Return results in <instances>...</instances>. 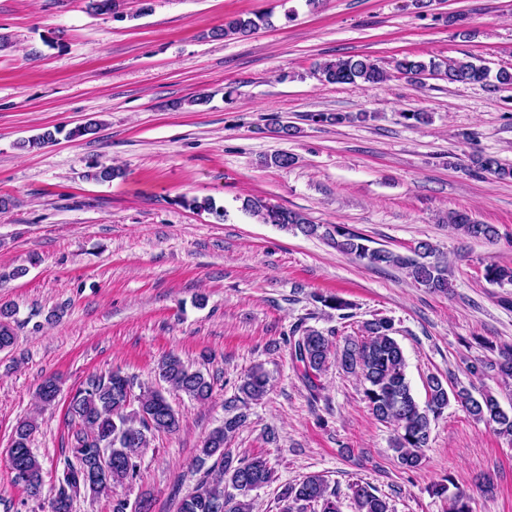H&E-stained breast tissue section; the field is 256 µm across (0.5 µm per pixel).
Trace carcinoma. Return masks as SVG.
<instances>
[{
  "label": "carcinoma",
  "mask_w": 512,
  "mask_h": 512,
  "mask_svg": "<svg viewBox=\"0 0 512 512\" xmlns=\"http://www.w3.org/2000/svg\"><path fill=\"white\" fill-rule=\"evenodd\" d=\"M269 13L235 16L224 21V26L213 30L216 37L247 36L269 24ZM387 71L367 57L339 58L323 62L318 73L329 84L384 83L396 72L411 80H418L426 72H439L450 83L483 82L489 75L487 67L466 59H449L444 63H426L412 57L391 62ZM56 141L55 132L42 133L19 143L22 149L42 148ZM478 170L497 179L512 178V166L492 156L475 160ZM120 175L114 167L97 161L91 164L87 177L106 182ZM181 204L207 212L222 221L224 207L212 198L183 199ZM242 210L263 224H276L305 237H316L332 244L339 252L372 266H391L406 272L418 286L432 293L448 294L453 288L448 269L439 257L435 245L427 240L417 242L409 253L401 254L385 248H371L364 244L366 237L341 224H316L301 213L272 204L261 198H247ZM448 224L465 237L493 243L498 229L493 224H482L463 211L448 216ZM485 278L499 285L512 283V268L497 264L485 267ZM316 302L333 311H345L351 304L335 294H314ZM16 308L0 304V351L15 343L13 324ZM396 329L391 319L374 318L364 322L361 335L345 340L339 348L333 340L335 333L296 325L288 336L293 361L300 370L305 386L314 394L320 390L319 378L331 364L347 374L359 377L363 400L372 415L390 425L394 431L392 448L399 466L408 471L419 468L423 450L428 447L431 425L452 403L459 406L474 421L490 427L497 435L512 439V414L505 412L493 391L487 387H466L450 384L448 380L431 374L426 380V401L421 403L414 395L406 373L403 350L395 338ZM159 380L172 390L192 400L204 402L211 398L213 382L201 370L194 369L180 357L169 354L157 364ZM471 376L480 379L489 372L512 379V346L498 349L494 359H477L465 366ZM134 379L120 371L91 375L71 396L67 413L78 424L72 433L71 454L61 461V470L51 493L44 500L45 512H73L74 499L85 492L92 496L112 494V512H132L130 501L114 492L117 487L131 485L139 478L140 459L156 433H172L179 429V413L158 389H147L138 397V409L129 410ZM269 391V376L264 368H251L240 380L238 402L234 413L224 417L202 441L195 458V471L201 474L194 491L183 496L177 512H250V492L264 486L271 472L260 457H235L224 448L225 443L246 425L251 401H258ZM60 393L55 378L46 379L36 396L45 406L52 405ZM38 424L24 418L14 427L9 458L13 481L23 486L30 496L41 497L42 465L31 448ZM436 483L431 493L444 497L446 512H473L470 494L457 490L448 493V483ZM355 512H392L385 496L367 482L358 481L349 486ZM279 498L285 502L283 512H308L318 505L321 512H340V498L336 489L329 488L319 474H309L302 480L288 484Z\"/></svg>",
  "instance_id": "obj_1"
}]
</instances>
